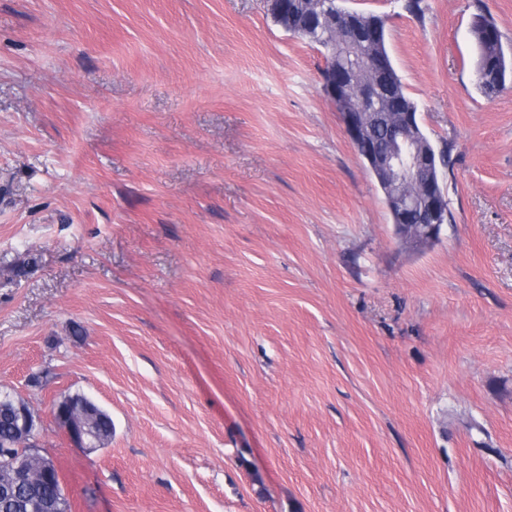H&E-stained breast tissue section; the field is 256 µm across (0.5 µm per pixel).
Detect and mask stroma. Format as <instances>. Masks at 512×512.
Segmentation results:
<instances>
[{
  "mask_svg": "<svg viewBox=\"0 0 512 512\" xmlns=\"http://www.w3.org/2000/svg\"><path fill=\"white\" fill-rule=\"evenodd\" d=\"M347 4L451 150L417 248L266 0H0V389L66 512H512V0ZM471 25V35L477 47V55L475 59V76L477 88L480 93L492 98L501 93L506 86V82L499 84L495 82L493 75L494 69L497 68L499 54L506 51L504 48L502 34L497 27L495 21L483 12L476 14ZM487 27L494 29L496 33L495 42H487L484 39V31ZM478 68L482 71L483 76L478 74ZM52 414L65 429L72 445L77 448H97L98 426L110 424L108 416L83 402L57 399L52 404Z\"/></svg>",
  "mask_w": 512,
  "mask_h": 512,
  "instance_id": "35a3bbf8",
  "label": "stroma"
}]
</instances>
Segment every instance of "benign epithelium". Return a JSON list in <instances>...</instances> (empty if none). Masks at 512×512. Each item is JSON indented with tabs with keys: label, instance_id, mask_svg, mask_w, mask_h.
<instances>
[{
	"label": "benign epithelium",
	"instance_id": "obj_1",
	"mask_svg": "<svg viewBox=\"0 0 512 512\" xmlns=\"http://www.w3.org/2000/svg\"><path fill=\"white\" fill-rule=\"evenodd\" d=\"M359 22L360 12L342 13L330 0H318L315 14L300 18L291 29L296 33L324 32L322 42L331 49V61L329 79L322 81L323 92L336 105L348 139L383 189L392 223L402 238L411 244L432 241L448 223V167L436 162L418 113L379 111L389 92L363 75L369 72L373 58L382 54L381 26L375 22L366 30ZM338 31L344 34L339 46ZM376 123H386L396 132L386 149L368 139L367 131ZM52 414L76 448H97L98 426L110 423L108 416L83 402L57 399ZM8 422L14 440L9 447L0 448V469L22 465L28 482L50 478L57 492H62L54 459L40 453L39 417L34 410L27 403H17L8 413Z\"/></svg>",
	"mask_w": 512,
	"mask_h": 512
}]
</instances>
